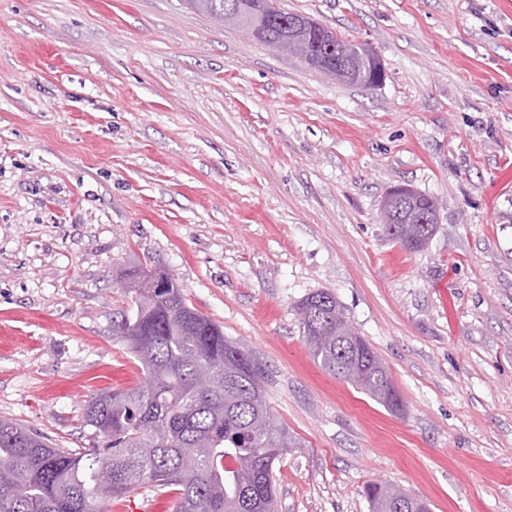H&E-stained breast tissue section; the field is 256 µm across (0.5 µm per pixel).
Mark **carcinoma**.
Segmentation results:
<instances>
[{
	"instance_id": "1",
	"label": "carcinoma",
	"mask_w": 512,
	"mask_h": 512,
	"mask_svg": "<svg viewBox=\"0 0 512 512\" xmlns=\"http://www.w3.org/2000/svg\"><path fill=\"white\" fill-rule=\"evenodd\" d=\"M216 17L245 0H182ZM265 25L272 45L302 15L271 0L244 11ZM312 55L336 57L315 32L305 33ZM115 336L145 371L133 387L105 389L85 409L93 429L84 448H55L12 420L0 419V512H109L112 499L137 489L176 494L174 512H278L274 470L296 442L267 401L266 368L221 326L187 303L179 284L126 288ZM303 337L327 372L364 391L393 412L403 403L369 343L347 336L311 338L346 321L334 294L316 291L297 304ZM193 448L185 460L182 449ZM103 481L112 485L97 495Z\"/></svg>"
}]
</instances>
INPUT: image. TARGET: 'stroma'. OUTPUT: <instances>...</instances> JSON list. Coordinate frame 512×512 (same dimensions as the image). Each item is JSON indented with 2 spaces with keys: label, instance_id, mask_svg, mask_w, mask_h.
<instances>
[{
  "label": "stroma",
  "instance_id": "1",
  "mask_svg": "<svg viewBox=\"0 0 512 512\" xmlns=\"http://www.w3.org/2000/svg\"><path fill=\"white\" fill-rule=\"evenodd\" d=\"M371 46L343 84L182 0H0V418L87 446L143 371L112 334L129 267L165 268L268 371L297 446L279 512H512V0H282ZM433 196L407 251L388 190ZM327 290L392 412L325 372L296 304ZM417 193L415 190L408 186H398L391 189L384 197L381 205V219L383 222H388L389 225L395 224L396 217L401 212L402 205L405 207L407 204L412 205L411 215L412 219L409 224L416 226H423L430 228L439 222L438 214L421 213L415 207L413 197ZM406 208V207H405Z\"/></svg>",
  "mask_w": 512,
  "mask_h": 512
}]
</instances>
